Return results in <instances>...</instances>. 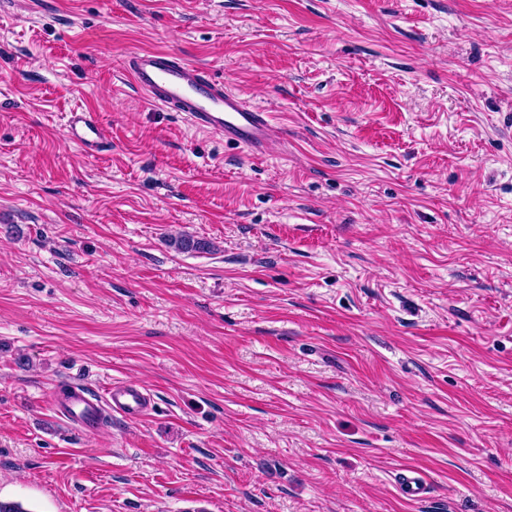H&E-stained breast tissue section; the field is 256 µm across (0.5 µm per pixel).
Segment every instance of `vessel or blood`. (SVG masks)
Returning <instances> with one entry per match:
<instances>
[{
    "label": "vessel or blood",
    "instance_id": "vessel-or-blood-1",
    "mask_svg": "<svg viewBox=\"0 0 512 512\" xmlns=\"http://www.w3.org/2000/svg\"><path fill=\"white\" fill-rule=\"evenodd\" d=\"M125 70L151 103L177 113L191 127L236 143L257 156L269 152L266 112L227 89L205 69L167 50H142L128 56ZM65 137L89 158L98 157L108 144L104 127L89 108L78 107L68 113ZM49 402L59 418L87 433L100 428L106 413L138 420L153 406L148 388L131 382L109 385L100 395L71 383L66 391L52 390ZM398 487L403 497L418 502L427 494L428 481L422 472L406 467L398 475Z\"/></svg>",
    "mask_w": 512,
    "mask_h": 512
}]
</instances>
